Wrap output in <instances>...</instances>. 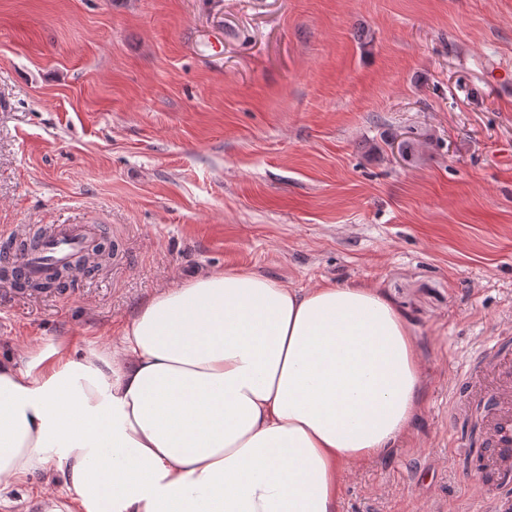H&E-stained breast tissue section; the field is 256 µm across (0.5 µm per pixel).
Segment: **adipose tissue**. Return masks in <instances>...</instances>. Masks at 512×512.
Instances as JSON below:
<instances>
[{
    "mask_svg": "<svg viewBox=\"0 0 512 512\" xmlns=\"http://www.w3.org/2000/svg\"><path fill=\"white\" fill-rule=\"evenodd\" d=\"M24 354L0 361V490L35 474L46 489L8 512H338L348 468L405 432L422 380L376 289L240 269L158 292L119 345Z\"/></svg>",
    "mask_w": 512,
    "mask_h": 512,
    "instance_id": "adipose-tissue-1",
    "label": "adipose tissue"
}]
</instances>
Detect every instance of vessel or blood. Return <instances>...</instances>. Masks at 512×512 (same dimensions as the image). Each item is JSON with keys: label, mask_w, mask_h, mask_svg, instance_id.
Wrapping results in <instances>:
<instances>
[{"label": "vessel or blood", "mask_w": 512, "mask_h": 512, "mask_svg": "<svg viewBox=\"0 0 512 512\" xmlns=\"http://www.w3.org/2000/svg\"><path fill=\"white\" fill-rule=\"evenodd\" d=\"M94 250V231L89 224L56 225L52 238L41 250L20 259L18 266L29 280H47L57 268L71 267L80 274L78 260ZM495 361L477 366L467 358L458 370L451 404L479 402L487 406L486 448L481 467L499 481L512 484V353L488 347Z\"/></svg>", "instance_id": "obj_1"}]
</instances>
